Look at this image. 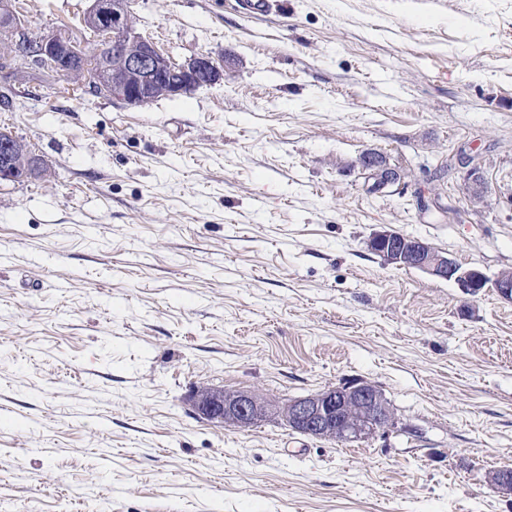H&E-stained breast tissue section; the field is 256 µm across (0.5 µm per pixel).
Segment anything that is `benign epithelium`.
I'll return each mask as SVG.
<instances>
[{"label": "benign epithelium", "instance_id": "obj_1", "mask_svg": "<svg viewBox=\"0 0 512 512\" xmlns=\"http://www.w3.org/2000/svg\"><path fill=\"white\" fill-rule=\"evenodd\" d=\"M129 0H92L84 15V24L96 30L99 40L81 42L70 34L49 32L33 41L18 38L19 24L15 13L0 17V40L12 47V57L33 65L68 74L78 67L86 76L90 89L127 105L138 106L153 89L161 86L169 96L218 82L223 71L212 55L199 54L184 63H175L153 43L142 38L128 24ZM138 45L130 55L129 44ZM112 52L116 71L107 74L103 60ZM137 83H128V76ZM19 141L0 132V183L19 182L41 171L37 157H29L23 167L15 156ZM371 167L387 174V184L398 180L399 172L387 158L375 151L367 152ZM368 248L382 257L387 265L413 268L430 276L452 280L464 294L475 296L484 286L485 276L476 269H464L448 254L428 243L392 229L374 231ZM196 414L207 421L225 426L249 428L266 420H277L293 431L322 440L341 437L347 441L368 439L396 426L392 407L381 389L370 382L351 381L329 386L306 396L279 401L251 390H227L201 386L192 393ZM497 490L512 496V476L504 470L489 475Z\"/></svg>", "mask_w": 512, "mask_h": 512}]
</instances>
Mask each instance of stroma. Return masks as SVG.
Returning a JSON list of instances; mask_svg holds the SVG:
<instances>
[{"mask_svg":"<svg viewBox=\"0 0 512 512\" xmlns=\"http://www.w3.org/2000/svg\"><path fill=\"white\" fill-rule=\"evenodd\" d=\"M130 0L224 76L133 107L11 60L0 128L49 177L0 185V512H512V0ZM91 0H15L34 33ZM481 166V198L449 150ZM374 150L403 178L379 193ZM386 226L490 283L384 265ZM378 385L347 446L200 419L203 384Z\"/></svg>","mask_w":512,"mask_h":512,"instance_id":"35a3bbf8","label":"stroma"}]
</instances>
